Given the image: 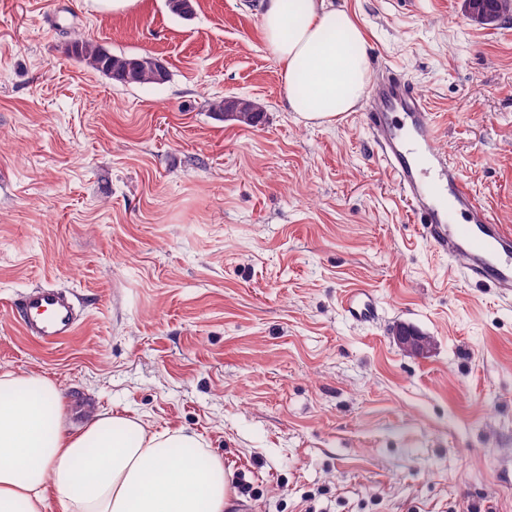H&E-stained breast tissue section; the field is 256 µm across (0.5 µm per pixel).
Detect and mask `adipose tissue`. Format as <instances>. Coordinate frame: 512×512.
Wrapping results in <instances>:
<instances>
[{"label": "adipose tissue", "instance_id": "1", "mask_svg": "<svg viewBox=\"0 0 512 512\" xmlns=\"http://www.w3.org/2000/svg\"><path fill=\"white\" fill-rule=\"evenodd\" d=\"M261 26L282 68L289 111L331 125L366 95L364 31L334 0H261ZM223 459L184 430L155 432L133 418L66 422L57 385L38 374L0 375V512H224Z\"/></svg>", "mask_w": 512, "mask_h": 512}]
</instances>
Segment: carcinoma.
<instances>
[{"label": "carcinoma", "mask_w": 512, "mask_h": 512, "mask_svg": "<svg viewBox=\"0 0 512 512\" xmlns=\"http://www.w3.org/2000/svg\"><path fill=\"white\" fill-rule=\"evenodd\" d=\"M72 52L89 68L101 72L122 85L156 83L157 59L133 54H113L83 37L72 41ZM228 119L255 127L262 122V112L249 99L240 98Z\"/></svg>", "instance_id": "cac0c4a2"}]
</instances>
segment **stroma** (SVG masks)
Instances as JSON below:
<instances>
[{
    "label": "stroma",
    "mask_w": 512,
    "mask_h": 512,
    "mask_svg": "<svg viewBox=\"0 0 512 512\" xmlns=\"http://www.w3.org/2000/svg\"><path fill=\"white\" fill-rule=\"evenodd\" d=\"M371 71L412 81L435 148L512 225V19L465 0H335ZM0 0V373L55 382L71 428L117 412L224 459L231 512H512V300L463 279L409 220L369 132L288 112L259 0ZM148 55L125 86L74 33ZM251 99L255 127L213 100ZM69 289L81 321L46 345L16 299ZM367 289L374 320L341 299ZM407 325L423 357L393 341ZM72 52L89 68L122 85L159 84L155 79L157 59L133 54H113L84 37L72 41ZM128 68L135 81L128 79ZM394 343L405 353L413 356H421L431 349V341L420 336L412 328L400 326L394 333Z\"/></svg>",
    "instance_id": "obj_1"
}]
</instances>
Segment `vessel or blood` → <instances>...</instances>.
<instances>
[{
	"label": "vessel or blood",
	"mask_w": 512,
	"mask_h": 512,
	"mask_svg": "<svg viewBox=\"0 0 512 512\" xmlns=\"http://www.w3.org/2000/svg\"><path fill=\"white\" fill-rule=\"evenodd\" d=\"M372 98L367 125L411 223L437 252L459 261L460 275L512 296V226L496 223L456 165L435 150L438 129L425 100L392 73L375 82ZM14 312L23 331L45 344L73 335L79 324V308L64 288H30Z\"/></svg>",
	"instance_id": "1"
}]
</instances>
